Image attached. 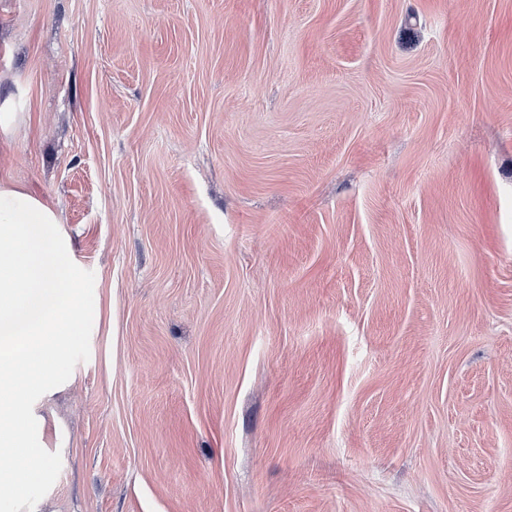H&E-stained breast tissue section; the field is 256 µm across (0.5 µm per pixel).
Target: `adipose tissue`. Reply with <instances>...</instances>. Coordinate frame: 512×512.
<instances>
[{
	"mask_svg": "<svg viewBox=\"0 0 512 512\" xmlns=\"http://www.w3.org/2000/svg\"><path fill=\"white\" fill-rule=\"evenodd\" d=\"M81 298L75 250L53 207L0 181V512H49L27 455L49 470L38 410L65 381Z\"/></svg>",
	"mask_w": 512,
	"mask_h": 512,
	"instance_id": "ef3b65f1",
	"label": "adipose tissue"
}]
</instances>
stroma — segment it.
Listing matches in <instances>:
<instances>
[{
    "instance_id": "obj_1",
    "label": "stroma",
    "mask_w": 512,
    "mask_h": 512,
    "mask_svg": "<svg viewBox=\"0 0 512 512\" xmlns=\"http://www.w3.org/2000/svg\"><path fill=\"white\" fill-rule=\"evenodd\" d=\"M1 112L56 512H512V0H0Z\"/></svg>"
}]
</instances>
